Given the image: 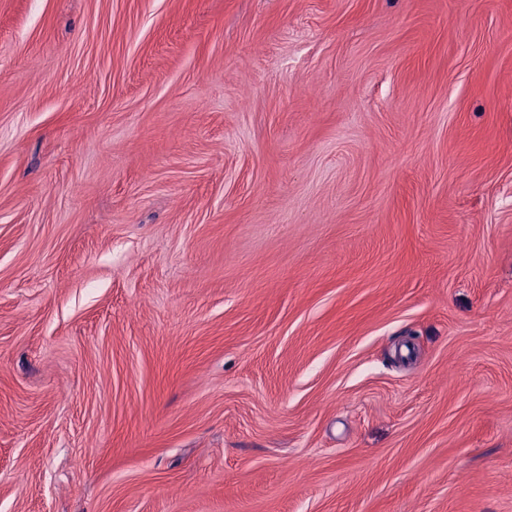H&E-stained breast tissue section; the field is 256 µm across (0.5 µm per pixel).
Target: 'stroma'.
I'll return each mask as SVG.
<instances>
[{"instance_id": "1", "label": "stroma", "mask_w": 512, "mask_h": 512, "mask_svg": "<svg viewBox=\"0 0 512 512\" xmlns=\"http://www.w3.org/2000/svg\"><path fill=\"white\" fill-rule=\"evenodd\" d=\"M0 512H512V0H0Z\"/></svg>"}]
</instances>
